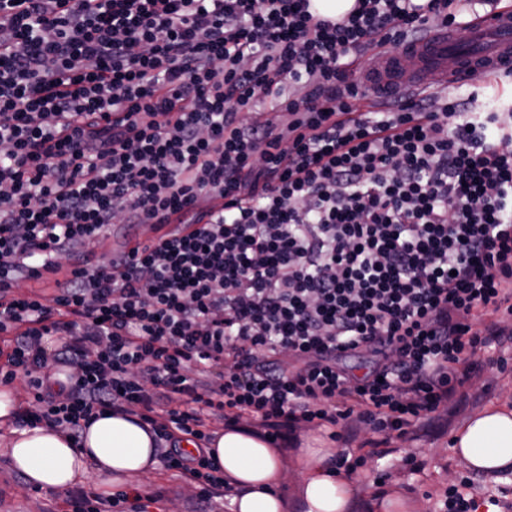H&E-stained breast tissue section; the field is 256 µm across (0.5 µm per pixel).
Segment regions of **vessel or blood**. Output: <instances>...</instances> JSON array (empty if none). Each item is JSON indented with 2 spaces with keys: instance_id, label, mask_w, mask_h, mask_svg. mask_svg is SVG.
Wrapping results in <instances>:
<instances>
[{
  "instance_id": "1",
  "label": "vessel or blood",
  "mask_w": 512,
  "mask_h": 512,
  "mask_svg": "<svg viewBox=\"0 0 512 512\" xmlns=\"http://www.w3.org/2000/svg\"><path fill=\"white\" fill-rule=\"evenodd\" d=\"M359 99L369 104L404 90L459 86L471 74H512V10L498 9L462 27H432L358 69Z\"/></svg>"
}]
</instances>
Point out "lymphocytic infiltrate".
<instances>
[{
	"label": "lymphocytic infiltrate",
	"instance_id": "f902f5d3",
	"mask_svg": "<svg viewBox=\"0 0 512 512\" xmlns=\"http://www.w3.org/2000/svg\"><path fill=\"white\" fill-rule=\"evenodd\" d=\"M309 5L0 0V380L35 392L15 419L76 440L137 416L204 507L232 491L212 421L404 435L512 339V108L422 90L363 114L348 95L367 53L464 16ZM268 93L282 122L256 110ZM117 222L155 235L93 262ZM75 254L53 302L15 291ZM364 351L372 370L342 366ZM64 503L147 512L138 493Z\"/></svg>",
	"mask_w": 512,
	"mask_h": 512
}]
</instances>
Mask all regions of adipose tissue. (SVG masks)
I'll use <instances>...</instances> for the list:
<instances>
[{
	"mask_svg": "<svg viewBox=\"0 0 512 512\" xmlns=\"http://www.w3.org/2000/svg\"><path fill=\"white\" fill-rule=\"evenodd\" d=\"M454 450L474 472L497 476L512 470V406L490 405L465 419L451 434ZM156 442L137 417L107 413L72 441L44 427L12 430L0 454L27 483L61 493L96 478L102 495L122 489L139 492L136 477L155 469ZM227 481L240 488L233 512H285L280 492L283 459L278 449L241 430L217 431L209 443ZM327 448L299 449L293 469L301 512H350L360 490L357 477L334 468Z\"/></svg>",
	"mask_w": 512,
	"mask_h": 512,
	"instance_id": "1",
	"label": "adipose tissue"
}]
</instances>
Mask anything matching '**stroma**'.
Segmentation results:
<instances>
[{
	"mask_svg": "<svg viewBox=\"0 0 512 512\" xmlns=\"http://www.w3.org/2000/svg\"><path fill=\"white\" fill-rule=\"evenodd\" d=\"M152 230L146 224H115L101 238L86 247L97 261L106 262L126 250L131 238L148 239ZM488 362L469 384L461 388L460 399L448 408L438 409L417 433L392 438L380 450H372V431L358 436L333 437L334 453H346L355 462V472L374 490L399 492L422 503L425 512H434L437 496L463 476H471L477 501L497 496L500 512H512V474L493 478L471 474L450 447L452 430L468 416L485 406L512 400V345L489 351ZM148 495L156 496L148 512H192L195 486L183 483L163 467L144 477ZM62 495L30 487L24 477L0 455V512H61Z\"/></svg>",
	"mask_w": 512,
	"mask_h": 512,
	"instance_id": "stroma-1",
	"label": "stroma"
}]
</instances>
